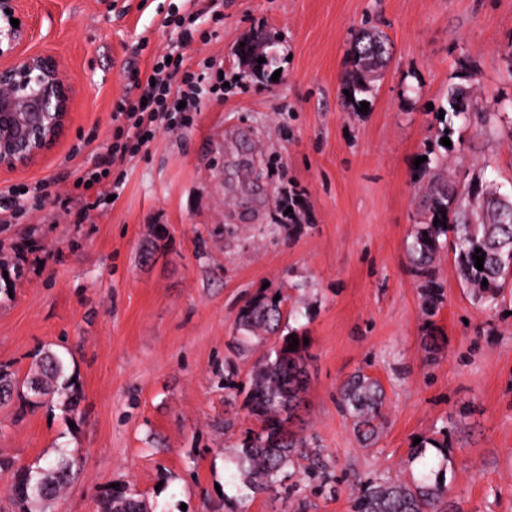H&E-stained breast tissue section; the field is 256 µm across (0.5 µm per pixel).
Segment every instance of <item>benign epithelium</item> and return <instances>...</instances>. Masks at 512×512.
<instances>
[{
	"label": "benign epithelium",
	"instance_id": "1",
	"mask_svg": "<svg viewBox=\"0 0 512 512\" xmlns=\"http://www.w3.org/2000/svg\"><path fill=\"white\" fill-rule=\"evenodd\" d=\"M32 38L23 0H0V169L31 165L62 136L73 112L77 88L68 67L52 52L27 48ZM508 199L492 182L477 187L474 203Z\"/></svg>",
	"mask_w": 512,
	"mask_h": 512
}]
</instances>
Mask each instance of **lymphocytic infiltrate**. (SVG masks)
Wrapping results in <instances>:
<instances>
[{"mask_svg":"<svg viewBox=\"0 0 512 512\" xmlns=\"http://www.w3.org/2000/svg\"><path fill=\"white\" fill-rule=\"evenodd\" d=\"M195 4L196 0H183L180 11L164 17L163 27L175 31L177 38L155 58L148 77L130 68L128 90L115 105L120 123L109 148L113 160H126L148 147L161 128L185 123V110L199 104L202 78L192 71L184 53L193 39Z\"/></svg>","mask_w":512,"mask_h":512,"instance_id":"obj_1","label":"lymphocytic infiltrate"}]
</instances>
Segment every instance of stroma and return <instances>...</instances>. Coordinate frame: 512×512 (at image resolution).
<instances>
[{
    "label": "stroma",
    "instance_id": "35a3bbf8",
    "mask_svg": "<svg viewBox=\"0 0 512 512\" xmlns=\"http://www.w3.org/2000/svg\"><path fill=\"white\" fill-rule=\"evenodd\" d=\"M200 0L194 71H223L179 129L160 130L124 162L107 147L128 66L147 67L170 39L179 0H24L32 50L64 57L79 89L69 126L33 164L0 170V191L40 180L46 198L0 224V364L31 373L45 350L75 377L77 412L16 398L0 406V460L44 465L65 453L80 471L57 512H97L112 484L145 512H349L366 477L408 479L414 438L448 428V503L455 512H512V303L474 304L442 256L444 304L426 324L405 243L423 219L428 177L416 158L454 161L512 193V0ZM392 54L367 112L343 102L363 23ZM273 41L278 80L236 54L256 33ZM469 111H495L481 134L448 113V86ZM451 125L450 147L435 141ZM106 170L88 220L73 188L79 164ZM296 196L297 225L281 230ZM282 291L308 338L298 412L325 464L301 468L289 493L253 494L235 457L258 423L245 395L269 340L237 353L236 318L261 289ZM442 351L427 362L426 331ZM381 381L375 446L338 410L355 371Z\"/></svg>",
    "mask_w": 512,
    "mask_h": 512
}]
</instances>
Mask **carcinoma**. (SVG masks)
<instances>
[{"mask_svg":"<svg viewBox=\"0 0 512 512\" xmlns=\"http://www.w3.org/2000/svg\"><path fill=\"white\" fill-rule=\"evenodd\" d=\"M271 41L253 38L238 49L240 59L253 75H265L275 63L266 51ZM265 62L258 63V58ZM389 42L376 28L361 31L350 51V71L343 89L353 98L345 100L352 111L372 94L374 81L389 60ZM466 92L458 85L448 87V105L452 114L475 119L480 129L496 130L493 112L470 114L457 109ZM471 184L460 187L449 184L442 174L431 177L424 200V222L415 226L406 242L410 257V273L418 284L421 308L431 318L443 302V287L438 278L437 259L443 251H452L460 280L472 290L475 303L485 310L500 307L506 296L512 297V208L503 209L492 224L473 223L474 211L469 200ZM446 222H441V219ZM484 255L483 270L475 266V249ZM487 285H482V281ZM287 297L262 291L248 299L237 318V330L248 336L263 332L275 337L271 347L252 366L247 407L260 427L251 430L242 443L236 461L240 478L253 492H266L283 484L306 458L304 449L311 441L289 428L301 404L300 394L307 383L305 360L308 358L304 335L292 327L298 312L284 309ZM299 345L288 350L292 338ZM75 383L66 375L64 358L55 351L43 352L36 361V373L24 379L16 377L9 367L0 365V405L12 396L35 399V403L58 406L72 412L77 406ZM386 400L379 380L358 370L338 389L337 406L351 421L357 439L366 447L379 437L381 417ZM439 433L443 439L423 440L410 448L405 466L412 473L408 481L376 476L364 481L352 500L351 512H444L443 500L448 496V483L439 481L447 475V427ZM435 446L437 454L427 453ZM1 470L13 471L10 499L15 512H49L61 491L76 479V460L62 454L43 466L13 468V463L0 461ZM100 512H144L142 501L126 491L111 492L101 501Z\"/></svg>","mask_w":512,"mask_h":512,"instance_id":"obj_1","label":"carcinoma"}]
</instances>
